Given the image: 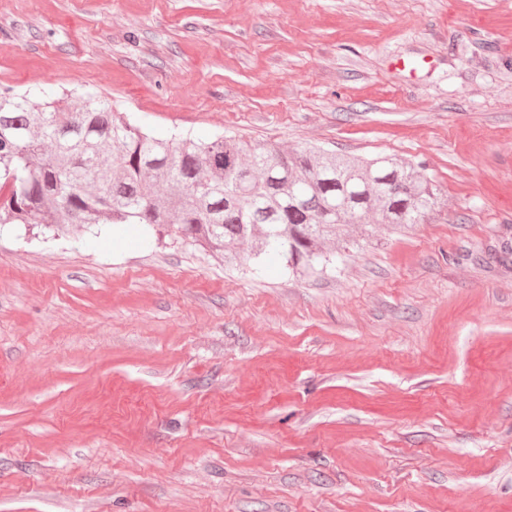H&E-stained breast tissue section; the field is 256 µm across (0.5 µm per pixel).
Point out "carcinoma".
Instances as JSON below:
<instances>
[{"label": "carcinoma", "instance_id": "1", "mask_svg": "<svg viewBox=\"0 0 512 512\" xmlns=\"http://www.w3.org/2000/svg\"><path fill=\"white\" fill-rule=\"evenodd\" d=\"M438 204L431 179L388 155L159 139L94 93H73L59 108L0 91V224H142L226 262L270 250L292 269H325L333 259L322 244L340 228H405Z\"/></svg>", "mask_w": 512, "mask_h": 512}]
</instances>
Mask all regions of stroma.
I'll use <instances>...</instances> for the list:
<instances>
[{
    "instance_id": "1",
    "label": "stroma",
    "mask_w": 512,
    "mask_h": 512,
    "mask_svg": "<svg viewBox=\"0 0 512 512\" xmlns=\"http://www.w3.org/2000/svg\"><path fill=\"white\" fill-rule=\"evenodd\" d=\"M421 163L326 271L0 226V512H512V0H0V88Z\"/></svg>"
}]
</instances>
